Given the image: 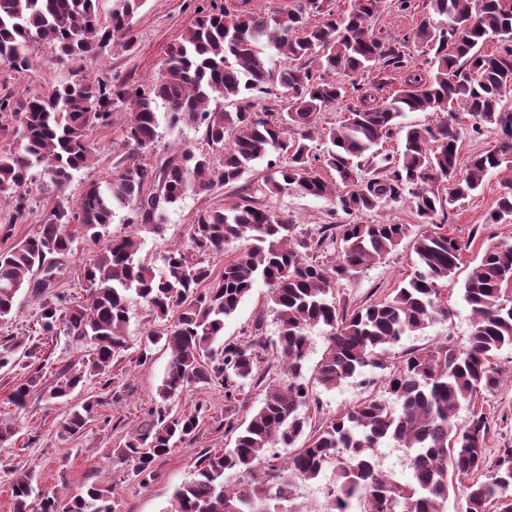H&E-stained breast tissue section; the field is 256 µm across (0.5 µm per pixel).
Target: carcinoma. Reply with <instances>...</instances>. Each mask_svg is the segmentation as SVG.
<instances>
[{
  "mask_svg": "<svg viewBox=\"0 0 512 512\" xmlns=\"http://www.w3.org/2000/svg\"><path fill=\"white\" fill-rule=\"evenodd\" d=\"M108 16L97 0H0V62L15 70L32 65L31 42L54 47L60 61L87 59L118 38L129 50L136 44L131 21L144 0H114ZM202 13L167 50L165 68L149 88H130L112 79L69 81L15 100L0 96V116L17 123L19 147L0 154V202L8 201V223L23 224L30 212L28 181L38 166L58 188L73 172L92 167L95 150L88 136L108 125L112 110L125 107L124 146L130 162L105 183L92 180L80 200L60 199L38 233L0 254V321L13 314L25 289L38 300V334L65 335L82 346V367L62 368L47 398L68 397L87 376L105 375L127 345L124 328L130 305H144L164 322L147 334L138 361L151 359V346L170 351L159 401L150 421L132 434L117 458L132 463L129 477H153L157 458L195 436L204 408L172 413L170 404L188 391L218 384L224 398L238 400L252 382L264 385L262 406L224 431L235 435L224 452L205 453L194 477L172 496L171 512H302L294 503L298 482L318 478L335 463L336 484L324 512H445L452 494H462L464 512H512V448L495 464L486 454L491 411L478 404L501 383L494 358L512 349V245L489 244L471 267L463 299L473 315L467 344L442 343L407 351L396 363L391 349L402 337L450 316L438 282L453 277L460 247L438 231H415L390 222L324 224L318 238H302L287 217L260 208L241 195L229 208L205 210L190 227L191 248L175 245L161 257L162 270L139 257L135 233L109 236L118 211L126 223L160 224L164 208L190 193H205L237 183L251 163L274 150L288 162L264 182L265 192L292 189L323 198L347 215L371 211L385 201L410 198L418 217L433 223L438 210L472 196L488 173L512 171V0H426L425 14L412 38L396 39L374 29L382 0H350L345 10L329 0H306L296 8L269 13L248 8L249 0ZM448 19L440 27L433 16ZM491 39L503 44L488 53ZM414 41L430 57L426 68L405 52ZM403 74L401 86L387 96L364 95L347 118L319 127V115L340 104L345 82L374 89L391 73ZM277 96L283 112L259 115L258 101ZM167 108L171 125L203 128V140L220 153L186 150L155 165L134 161L135 153L157 136L156 100ZM406 112H434L435 123L399 127ZM473 118L469 133L494 125L501 148L474 155L458 168L463 128L459 115ZM402 149L393 155L379 146L394 136ZM326 149L318 154L312 142ZM336 173L329 185L317 170ZM448 184V194L439 191ZM512 220V177L489 223ZM75 228H70V225ZM416 256L412 277L384 297L352 310L341 305L336 280L355 275L381 260L406 238ZM84 238L100 245L85 264L88 294L77 301L58 289L57 259L70 255ZM244 240L246 248L212 277L202 257ZM337 250L336 264L325 261ZM270 287L279 320L277 361L283 375L264 381L255 342L224 339L231 316L254 286ZM326 330L318 382L340 386L365 368L390 370L383 394L372 393L354 407L305 434L311 419V393L302 369L309 348L308 330ZM36 346L21 341L0 347V369L30 367ZM37 376L19 384L9 400L26 409ZM468 407V422L455 415ZM94 418L87 402L72 410L62 428L79 434ZM302 445H297L299 440ZM385 442L403 448L409 478L400 482L369 453ZM287 449L274 463L275 446ZM14 512H118L110 492L90 486L67 503L56 496L34 497L33 473L18 474L12 484Z\"/></svg>",
  "mask_w": 512,
  "mask_h": 512,
  "instance_id": "1",
  "label": "carcinoma"
}]
</instances>
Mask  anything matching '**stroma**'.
I'll return each mask as SVG.
<instances>
[{"instance_id":"obj_1","label":"stroma","mask_w":512,"mask_h":512,"mask_svg":"<svg viewBox=\"0 0 512 512\" xmlns=\"http://www.w3.org/2000/svg\"><path fill=\"white\" fill-rule=\"evenodd\" d=\"M223 3L224 0H145L133 19L137 37L134 51H126L119 42L112 41L98 48L94 60L88 63L56 62L49 45L33 43L34 63L29 70L17 71L0 63V95L20 99L48 85L70 81L82 70L93 78L112 77L133 85H151L163 68L169 45L193 23L198 10ZM156 111L160 119L158 137L154 145L141 151L142 162L153 163L188 148L197 152L205 150L202 133L196 126L170 127L164 104H157ZM124 122L125 112L118 109L113 111L108 126L90 132L97 155L96 165L74 174L66 192L69 199L78 200L87 182L107 179L125 163L126 154L121 146ZM267 174L266 162L256 161L244 173L241 184L250 187L260 207L287 216L295 224L297 234L313 236L321 225L349 223V215L332 213L326 200L291 191L273 196L264 193L262 186ZM237 187L219 186L204 194H188L166 209L159 229H134L118 215L109 231L114 236L137 233L142 240V257L158 258L173 245L188 244L190 226L202 211L222 209L234 203ZM29 188L33 204L26 222L0 224V252L35 235L58 200L40 169H32ZM503 190L501 174L487 175L474 197L450 205L436 215V222L442 223L460 246V268L456 276L440 284L452 314L448 320L404 337L395 347V354L445 341L459 347L465 345L471 310L462 298V282L489 242L512 243V223L488 221ZM93 251V246L81 242L73 254L60 258L57 283L61 290L77 298L86 297L83 266ZM414 259L411 241H403L382 260L362 268L358 275L339 280L335 285L336 295L351 308L378 299L410 278ZM38 310V301L28 292H21L16 298L12 320L0 325V345L20 340L36 343ZM258 323L263 326L259 332L263 338L260 369L268 378L280 377L276 360L279 320L270 301V289L262 283L253 288L233 315L225 318L224 337L233 341L248 339L256 333L254 326ZM157 327V320L147 308L133 304L125 329L128 350L112 368L109 379L88 378L66 403H53L35 393L25 410L16 411L9 396L17 384L28 380L32 371L0 369V421L11 422L16 429L12 441L0 444V512H13L11 481L14 474L25 471L34 473L37 489L45 495L68 499L92 483L112 492L119 502V512H168L176 488L192 478L197 458L203 453H218L232 446L233 435L224 431L225 415L239 419L257 410L264 398L263 388L248 389L241 401L233 404L225 402L224 391L217 385L198 388L182 396L175 405L176 410H188L197 404L208 409V417L195 440L177 444L173 452L157 460L154 475L147 483L129 479L127 466L117 459L116 450L123 447L132 431L145 424L146 411L157 396L170 359L168 351L157 346L151 360L143 364L138 361L141 343L147 333ZM309 335L304 375L314 397L308 424L313 430L364 399L375 384L380 383L381 377L379 372L368 370L335 389H325L316 378V366L325 346L324 333L315 328ZM39 357L46 362L39 377L44 387L55 384L57 372L63 366L75 369L81 367L85 359L82 350L63 339L46 344ZM496 364L502 384L483 399L484 406L494 409L487 445V458L492 462L498 459L501 449L512 448V350H502ZM86 402L95 405L94 420L78 435L64 433L62 423L71 408Z\"/></svg>"}]
</instances>
